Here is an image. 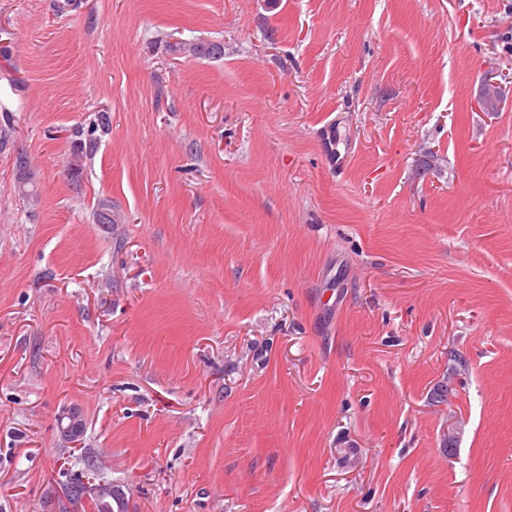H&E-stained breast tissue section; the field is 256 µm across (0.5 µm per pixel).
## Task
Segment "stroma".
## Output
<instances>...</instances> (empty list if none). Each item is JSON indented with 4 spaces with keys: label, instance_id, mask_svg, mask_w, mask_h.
Instances as JSON below:
<instances>
[{
    "label": "stroma",
    "instance_id": "35a3bbf8",
    "mask_svg": "<svg viewBox=\"0 0 512 512\" xmlns=\"http://www.w3.org/2000/svg\"><path fill=\"white\" fill-rule=\"evenodd\" d=\"M1 45L0 512L73 478L128 512H512V87L479 105L512 0H0ZM167 51L199 59H220L224 56V45L220 42H177L167 43ZM85 421L80 411L69 408L62 411L58 417V431L61 439L70 443L84 431Z\"/></svg>",
    "mask_w": 512,
    "mask_h": 512
}]
</instances>
